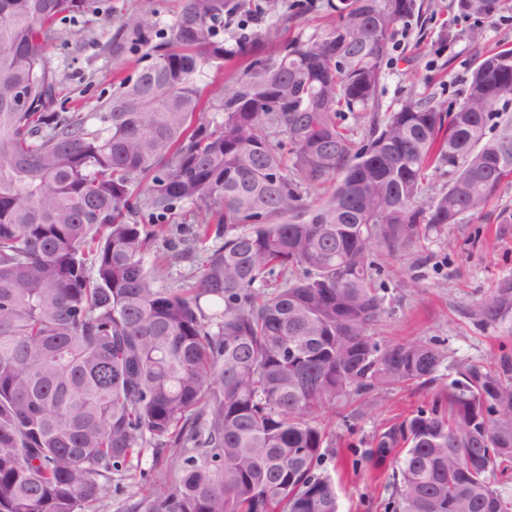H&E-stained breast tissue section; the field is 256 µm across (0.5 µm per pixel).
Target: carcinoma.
Here are the masks:
<instances>
[{
  "label": "carcinoma",
  "mask_w": 512,
  "mask_h": 512,
  "mask_svg": "<svg viewBox=\"0 0 512 512\" xmlns=\"http://www.w3.org/2000/svg\"><path fill=\"white\" fill-rule=\"evenodd\" d=\"M397 2L351 0L346 16L330 3L336 26L286 58L268 52L270 29L219 38L235 0H183L156 43L130 18L152 62L85 115L48 111L44 50L57 21L98 0H0V512H93L148 447L177 466L125 512H338L319 418L383 385L428 388L442 364L431 342L369 336L383 312L373 251L443 236L512 180V115L498 108L512 46L479 61L455 111L409 99L379 117L395 26L416 10ZM456 7L482 20L501 0ZM236 56L247 72L218 123L195 79ZM255 79L283 101L261 109ZM345 110L368 118L362 140L337 121ZM443 165L437 191L427 171ZM185 203L189 239L168 234ZM211 239L194 284L170 286L172 261ZM476 316L512 328L511 277ZM456 373L377 442L404 445L391 512H512L498 487L512 471V357Z\"/></svg>",
  "instance_id": "cac0c4a2"
}]
</instances>
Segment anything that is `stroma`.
I'll return each instance as SVG.
<instances>
[{
	"label": "stroma",
	"mask_w": 512,
	"mask_h": 512,
	"mask_svg": "<svg viewBox=\"0 0 512 512\" xmlns=\"http://www.w3.org/2000/svg\"><path fill=\"white\" fill-rule=\"evenodd\" d=\"M245 10L226 22L222 36L232 41L240 31L260 33L276 28L277 43L303 41L327 34L336 24L328 0H280L276 15L261 14L263 0H246ZM420 13L399 23L385 75L377 92L380 115L396 111L411 96L427 97L451 109L462 103L467 79L478 55L500 44H512V0H503L499 15L474 24L462 16L454 0H417ZM104 12L89 13L58 24L46 47L48 65L60 86L54 105L58 112L95 111L122 81L136 77L147 65L143 46L131 40L128 17L150 23L154 32L173 26L182 0H108ZM480 26L483 36L472 41ZM247 66L243 57L211 63L197 78L205 101L219 104L224 88L240 78ZM383 266L384 311L369 329L382 344L407 341L435 343L443 357L441 372L454 374L458 365L498 363L512 355V331L485 325L473 316L475 304L502 278L512 277V184L479 215L448 227L446 239H431L391 253L378 248ZM426 391L382 388L364 400L356 418L334 412L322 417L329 446L324 468L336 485L340 512H387L390 482L401 452L373 451V438L400 423L422 406ZM169 461H154L145 451L121 494L104 499L97 512H120L125 495H146L167 478Z\"/></svg>",
	"instance_id": "obj_1"
}]
</instances>
